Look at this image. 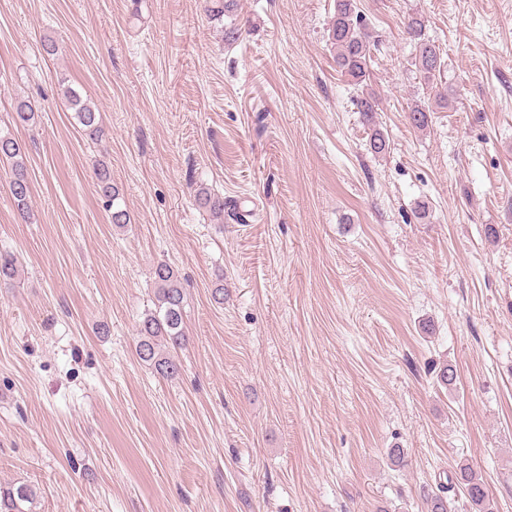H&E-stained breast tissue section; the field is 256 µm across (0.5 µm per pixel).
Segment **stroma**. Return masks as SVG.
Segmentation results:
<instances>
[{
	"instance_id": "obj_1",
	"label": "stroma",
	"mask_w": 512,
	"mask_h": 512,
	"mask_svg": "<svg viewBox=\"0 0 512 512\" xmlns=\"http://www.w3.org/2000/svg\"><path fill=\"white\" fill-rule=\"evenodd\" d=\"M335 5L0 0V134L31 191L25 220L0 167L21 264L0 281V484L31 485L33 512H427L461 461L512 512V0H358L382 154L336 69ZM411 13L443 57L434 95ZM202 186L246 220H211ZM160 262L186 299L172 381L136 353ZM61 91L70 108L76 113L80 125L84 127L91 138H98L101 129L99 126L100 115L97 109L88 100L83 99L71 86H62ZM95 177L103 196L106 198V207L109 210H112L110 214L111 223L120 228L125 224H130L129 213L117 202V200L120 199V190L118 186L112 183V176L109 168L104 164H99L95 168Z\"/></svg>"
}]
</instances>
